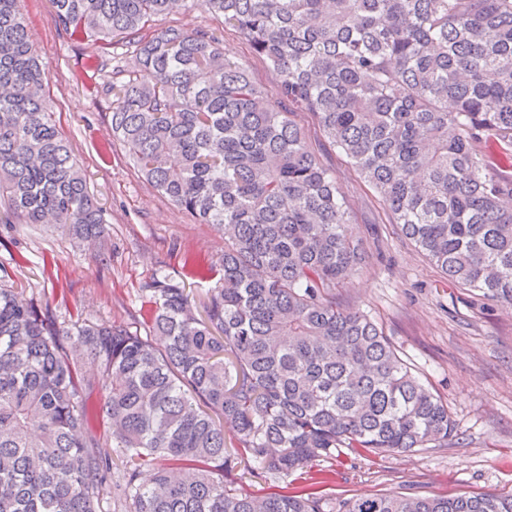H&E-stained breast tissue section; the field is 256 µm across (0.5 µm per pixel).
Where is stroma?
<instances>
[{"mask_svg": "<svg viewBox=\"0 0 512 512\" xmlns=\"http://www.w3.org/2000/svg\"><path fill=\"white\" fill-rule=\"evenodd\" d=\"M28 31L48 75L45 87L59 132L73 145L106 224L97 243L105 262H89L74 239L51 224L9 222L0 206V282L24 289L62 318L82 312L101 324L140 334L141 288L156 272L185 284L202 303L207 281L193 277L188 256L217 257L224 236L198 223L140 175L111 131L116 69H130L125 42L63 28L50 0H22ZM163 25L222 34L227 57L242 63L269 98L278 76L222 21L175 9ZM319 160L336 175L364 255L358 272L336 291L337 304L365 312L399 356L448 404L455 433L447 447L374 454L343 448L316 460L327 472L322 492L330 512L341 500L399 492L408 496L512 494V306L449 282L400 231L374 190L322 137L312 116L296 113Z\"/></svg>", "mask_w": 512, "mask_h": 512, "instance_id": "1", "label": "stroma"}]
</instances>
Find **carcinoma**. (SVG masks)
<instances>
[{"label":"carcinoma","instance_id":"carcinoma-1","mask_svg":"<svg viewBox=\"0 0 512 512\" xmlns=\"http://www.w3.org/2000/svg\"><path fill=\"white\" fill-rule=\"evenodd\" d=\"M177 1L239 34L279 76L277 100L214 33L142 35ZM51 2L65 28L133 48L112 135L224 232V252L199 267L216 276L201 315L180 283H145V337L81 313L60 326L0 284V512H326L316 488L278 482L338 448L448 444V404L367 314L336 304L361 255L336 174L293 116L317 120L448 280L512 306V0ZM20 3L0 0V200L100 262L102 210ZM240 464L273 491L228 486ZM338 512H512V494H383Z\"/></svg>","mask_w":512,"mask_h":512}]
</instances>
